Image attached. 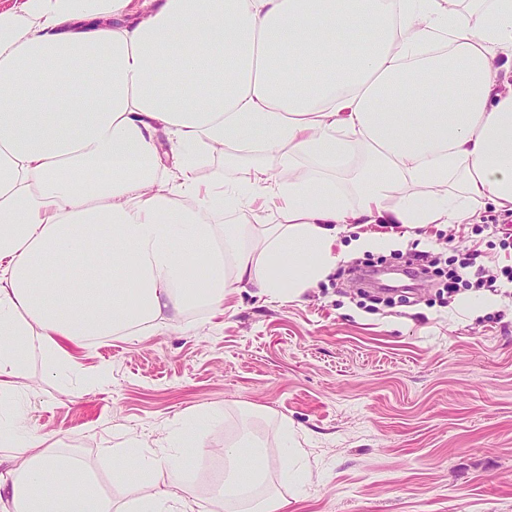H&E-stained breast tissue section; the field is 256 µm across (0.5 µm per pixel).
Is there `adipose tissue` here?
Instances as JSON below:
<instances>
[{
  "mask_svg": "<svg viewBox=\"0 0 512 512\" xmlns=\"http://www.w3.org/2000/svg\"><path fill=\"white\" fill-rule=\"evenodd\" d=\"M136 24H125L132 11ZM512 0L479 22L459 0H21L0 9V512H201L183 478L205 414L145 455L113 449L114 502L83 464L24 431L17 384L32 354L68 373V345L143 336L164 310L223 311L243 288L297 300L348 253L512 210ZM464 86L436 100L429 86ZM164 130L175 165L164 166ZM275 158L246 181L198 177L203 155ZM308 161L300 170V161ZM356 168L355 204L325 170ZM235 223H225V216ZM363 231L342 244L346 225ZM280 480L312 481L280 420ZM210 501L286 512L258 494L267 450L242 438Z\"/></svg>",
  "mask_w": 512,
  "mask_h": 512,
  "instance_id": "obj_1",
  "label": "adipose tissue"
}]
</instances>
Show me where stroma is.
Masks as SVG:
<instances>
[{"mask_svg": "<svg viewBox=\"0 0 512 512\" xmlns=\"http://www.w3.org/2000/svg\"><path fill=\"white\" fill-rule=\"evenodd\" d=\"M258 155H208L198 175L236 182ZM500 210L478 206L467 224H430L386 254L341 262L301 299L269 303L240 290L224 311L169 314L167 329L69 346L86 387L34 357L19 395L26 430L80 457L112 500L111 447L130 436L144 450L193 412L208 414V453L184 451L187 485L202 505L224 476L217 448L250 436L268 450L267 482L288 512H512V265L490 229ZM478 250L501 306L459 313L427 283L393 293L409 254ZM306 433L313 481L280 484L278 422Z\"/></svg>", "mask_w": 512, "mask_h": 512, "instance_id": "1", "label": "stroma"}]
</instances>
